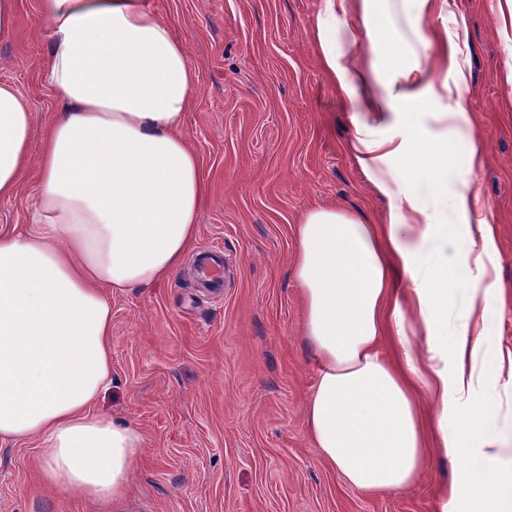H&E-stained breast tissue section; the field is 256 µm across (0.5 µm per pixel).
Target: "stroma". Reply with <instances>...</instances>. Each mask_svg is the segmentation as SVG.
I'll list each match as a JSON object with an SVG mask.
<instances>
[{
    "label": "stroma",
    "mask_w": 512,
    "mask_h": 512,
    "mask_svg": "<svg viewBox=\"0 0 512 512\" xmlns=\"http://www.w3.org/2000/svg\"><path fill=\"white\" fill-rule=\"evenodd\" d=\"M183 43L197 89L182 134L207 193L180 270L150 289L112 293V384L98 407L139 429L144 448L112 512H436L452 460L430 462L409 488L369 496L322 460L305 429L316 358L303 336L293 277L296 228L333 207L382 221L386 202L353 161L355 125L320 68L321 0H143ZM386 37L400 64H433L404 0H386ZM469 72L462 89L485 159L478 211L499 245L502 304L496 347L512 351V40L499 0H451L429 21ZM48 29L39 0H16L0 39V80L30 103L37 130L59 108L44 73ZM41 143L33 141L19 194L0 201V226L26 223ZM220 251L222 289L206 287L201 257ZM0 512H102L41 478L36 444L0 445Z\"/></svg>",
    "instance_id": "stroma-1"
}]
</instances>
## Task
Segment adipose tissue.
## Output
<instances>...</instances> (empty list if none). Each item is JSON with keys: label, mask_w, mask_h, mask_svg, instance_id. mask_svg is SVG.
<instances>
[{"label": "adipose tissue", "mask_w": 512, "mask_h": 512, "mask_svg": "<svg viewBox=\"0 0 512 512\" xmlns=\"http://www.w3.org/2000/svg\"><path fill=\"white\" fill-rule=\"evenodd\" d=\"M40 15L62 107L29 222L0 231V442L35 441L54 491L106 507L126 496L144 446L97 408L112 384L108 293L154 287L193 245L206 178L180 130L197 75L142 0H40ZM384 28L379 0H322L319 63L353 114L354 163L387 211L371 224L316 208L299 226L293 268L318 363L307 430L356 489L409 487L434 446L458 464L439 512H512V447L494 431L512 352L487 354L499 251L493 226L474 217L484 151L460 95L468 75L445 45L437 63L454 83L415 64L377 94L353 48ZM441 98L435 119L450 143L420 152L418 129L393 117ZM34 136L29 102L0 81V199L16 196Z\"/></svg>", "instance_id": "obj_1"}]
</instances>
